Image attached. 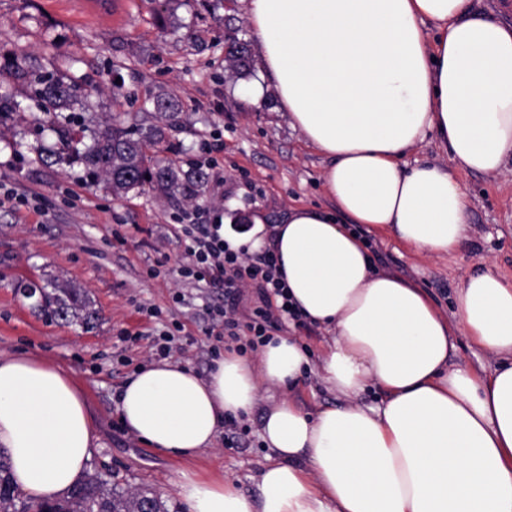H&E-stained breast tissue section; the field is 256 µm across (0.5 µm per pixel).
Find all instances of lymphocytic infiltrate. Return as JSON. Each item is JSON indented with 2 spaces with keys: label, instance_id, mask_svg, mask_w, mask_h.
<instances>
[{
  "label": "lymphocytic infiltrate",
  "instance_id": "f902f5d3",
  "mask_svg": "<svg viewBox=\"0 0 512 512\" xmlns=\"http://www.w3.org/2000/svg\"><path fill=\"white\" fill-rule=\"evenodd\" d=\"M174 234L183 249L179 277L224 293L223 305L208 311L209 328L217 339L255 352L269 342L272 332L285 330L288 321L295 319L288 287L277 273L271 251L231 249L216 224H181ZM248 288L255 291L261 304L243 320L238 307Z\"/></svg>",
  "mask_w": 512,
  "mask_h": 512
}]
</instances>
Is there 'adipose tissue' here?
I'll list each match as a JSON object with an SVG mask.
<instances>
[{
    "label": "adipose tissue",
    "instance_id": "adipose-tissue-1",
    "mask_svg": "<svg viewBox=\"0 0 512 512\" xmlns=\"http://www.w3.org/2000/svg\"><path fill=\"white\" fill-rule=\"evenodd\" d=\"M261 78L329 166L334 212L289 208L279 223L250 215L231 249L272 248L288 295L323 327L320 376L344 400L308 413L289 399L266 409L272 451L258 496L234 482L178 471L188 512H512V284L467 277L446 319L421 288L378 271L357 224L422 252L466 238V194L411 148L435 137L477 172L512 159V25L471 0H249ZM501 356L482 376L449 368L453 336ZM309 359L278 336L258 361L225 353L199 376L162 361L123 387L118 412L134 436L174 460L211 448L225 414L251 413L264 391L297 383ZM377 405L360 404L368 388ZM94 420L73 377L27 355L0 357V452L31 501L67 494L86 475Z\"/></svg>",
    "mask_w": 512,
    "mask_h": 512
}]
</instances>
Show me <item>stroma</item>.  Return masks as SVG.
I'll list each match as a JSON object with an SVG mask.
<instances>
[{
  "mask_svg": "<svg viewBox=\"0 0 512 512\" xmlns=\"http://www.w3.org/2000/svg\"><path fill=\"white\" fill-rule=\"evenodd\" d=\"M232 38L255 41L245 0H120L118 14L109 18L85 16L73 0L60 6L0 0V53L34 56L44 68L91 87L84 124L95 127L128 112L146 127L155 122L150 96L173 95L181 122L169 134L168 156L197 161L208 174L205 195L197 200H173L148 187L117 198L87 183L81 167L63 170L38 161V148L58 143L44 132L46 116L32 101L0 118V187L23 199L22 205L0 207V354L28 353L70 373L94 417L90 472L112 474L122 489L152 490L170 512H186L172 486L176 470L226 478L254 495L270 453L259 436V409L238 446L219 439L180 461L121 423L119 394L137 367L150 364L160 334L184 325L193 343L178 361L201 375L207 367L198 346L216 342L205 334V307L223 297L179 279L182 249L173 225L192 214L233 221L255 210L275 216L291 206L333 207L323 189L327 160L292 127L274 91L256 106L242 101V91L259 81L260 68L241 75L229 69L225 48ZM116 75L123 85L117 97ZM453 171L467 196L461 249L436 257L388 232L366 234L379 269L423 288L449 318L455 292L469 274L489 269L512 283V162L493 174ZM56 278L88 292L100 312L94 329L33 312L21 285ZM289 334L310 360L291 398L309 411L338 404L319 374L325 330L293 328Z\"/></svg>",
  "mask_w": 512,
  "mask_h": 512,
  "instance_id": "1",
  "label": "stroma"
}]
</instances>
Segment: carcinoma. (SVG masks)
Wrapping results in <instances>:
<instances>
[{
	"label": "carcinoma",
	"instance_id": "obj_1",
	"mask_svg": "<svg viewBox=\"0 0 512 512\" xmlns=\"http://www.w3.org/2000/svg\"><path fill=\"white\" fill-rule=\"evenodd\" d=\"M230 66L248 69L246 47L233 42L227 54ZM0 75L12 79L25 95L36 99L51 116V131L66 142L67 151L45 150L42 162L54 159L56 164H78L96 184L106 179L107 188L115 196L139 191L148 185L167 197L197 199L204 194L208 175L200 166L185 171L174 161L159 154L166 152V131L180 123L178 104L170 97L158 96L153 101L157 124L141 131L134 120L117 116L112 123L78 135L73 121L62 123V112L90 95L80 85L68 83L64 77L45 71L39 65L26 64L16 57L0 61ZM33 309L66 324L88 330L98 319V310L82 288L56 280L39 287ZM16 487L6 458L0 454V512H169L156 495L138 490L120 492L112 481L99 475L90 476L66 496L36 505H18Z\"/></svg>",
	"mask_w": 512,
	"mask_h": 512
}]
</instances>
